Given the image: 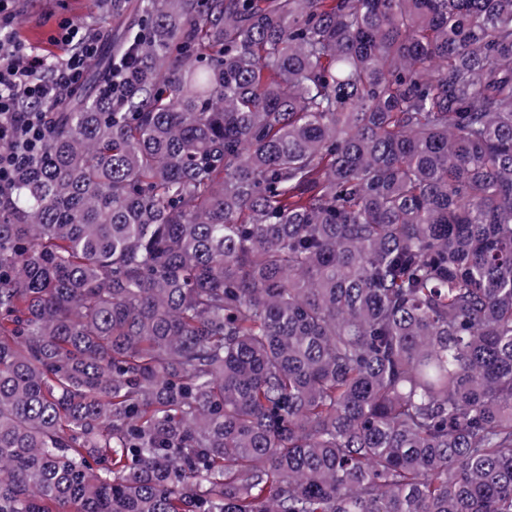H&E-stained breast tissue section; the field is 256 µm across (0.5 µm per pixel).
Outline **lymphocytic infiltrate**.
<instances>
[{
  "label": "lymphocytic infiltrate",
  "instance_id": "f902f5d3",
  "mask_svg": "<svg viewBox=\"0 0 512 512\" xmlns=\"http://www.w3.org/2000/svg\"><path fill=\"white\" fill-rule=\"evenodd\" d=\"M0 0V188L14 170L41 161L48 134L45 108L77 89L99 49V35L80 24L65 27L64 55L49 58L16 40Z\"/></svg>",
  "mask_w": 512,
  "mask_h": 512
}]
</instances>
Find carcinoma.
<instances>
[{"label": "carcinoma", "instance_id": "carcinoma-1", "mask_svg": "<svg viewBox=\"0 0 512 512\" xmlns=\"http://www.w3.org/2000/svg\"><path fill=\"white\" fill-rule=\"evenodd\" d=\"M99 5L0 194V512H512V0Z\"/></svg>", "mask_w": 512, "mask_h": 512}]
</instances>
